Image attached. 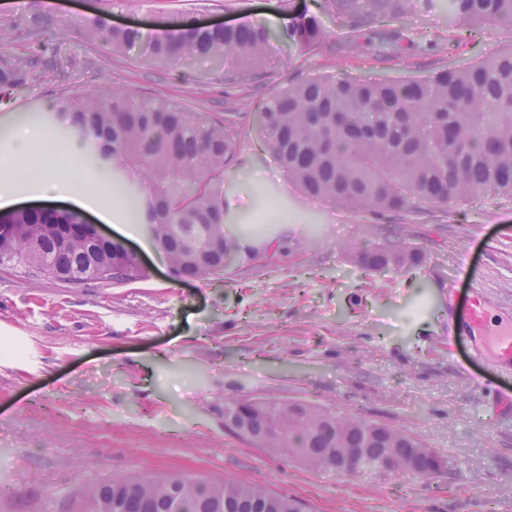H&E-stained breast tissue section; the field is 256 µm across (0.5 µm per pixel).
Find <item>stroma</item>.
I'll return each instance as SVG.
<instances>
[{"label": "stroma", "mask_w": 512, "mask_h": 512, "mask_svg": "<svg viewBox=\"0 0 512 512\" xmlns=\"http://www.w3.org/2000/svg\"><path fill=\"white\" fill-rule=\"evenodd\" d=\"M180 13L283 24L279 0H0L11 24L0 55L21 52L37 16L46 20L40 38L58 51L57 74L0 101V151L37 113L48 146L66 155L75 139L53 108L105 87L210 116L241 112L244 150L224 184V223L234 239L279 214L207 280L174 279L143 232L127 243L146 275L129 282L72 285L0 266V512H87L96 484L146 471L260 482L306 512H512V363L474 355L456 320L476 290L487 328L512 327V196L419 215L343 208L301 192L252 118L255 99L294 83L421 78L512 47V29L487 28L451 58L410 50L383 62L337 50L348 30L330 11L326 40L307 60L278 44L262 75L235 83L204 59L158 66L84 36L100 17L149 28ZM397 24L413 38L446 35L448 0H418ZM273 237L284 254L270 264ZM393 237L417 246L424 263L366 274L353 243ZM243 396L362 412L433 448L448 470L339 473L269 454L224 428L225 400Z\"/></svg>", "instance_id": "1"}]
</instances>
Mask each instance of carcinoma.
I'll return each instance as SVG.
<instances>
[{
  "label": "carcinoma",
  "instance_id": "cac0c4a2",
  "mask_svg": "<svg viewBox=\"0 0 512 512\" xmlns=\"http://www.w3.org/2000/svg\"><path fill=\"white\" fill-rule=\"evenodd\" d=\"M346 19L347 45L380 60L403 50L400 29L386 21L403 13L399 0H310L283 9L287 24L275 38L259 22L235 28H203L181 14L149 40L136 28L118 29L99 18L85 37L112 51L129 53L148 43V60L184 65L205 58L234 81L257 75L283 43L297 57L317 50L326 36L327 7ZM448 55L489 26L512 28V0H448ZM56 68V49L25 48L22 59L0 56V93L23 87L34 73ZM258 128L280 164L307 195L350 209L406 212L448 208L479 194L512 195V48L462 67H446L425 78L371 80L310 78L254 103ZM66 128L106 167L117 157L146 175L150 191L139 216L178 279H207L224 269L233 252L224 235V174L237 161L243 131L233 113L219 120L188 112L158 98L136 101L105 89L73 94L60 105ZM17 226L0 237V265L34 270L68 284L125 282L144 276L115 259L119 240L89 241L74 232L76 214L20 211ZM357 259L366 272L423 264L418 248L401 241L362 243ZM224 419L237 435L275 453H296L314 467L366 471L390 452L401 462L419 441L406 431L360 415H337L303 402L241 397L224 402ZM349 448L365 449L359 462ZM294 498L259 482L207 479L184 472L112 476L94 488L90 512H292Z\"/></svg>",
  "mask_w": 512,
  "mask_h": 512
}]
</instances>
